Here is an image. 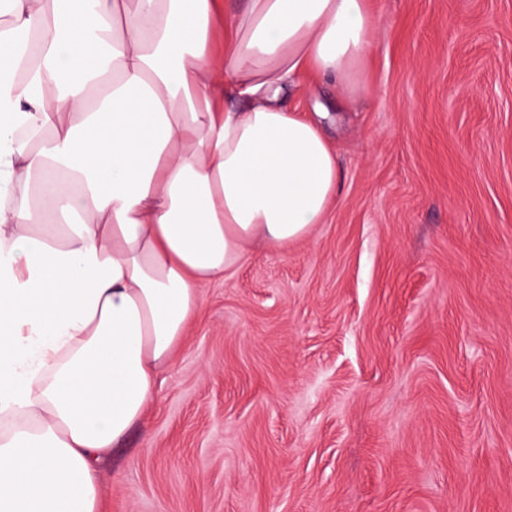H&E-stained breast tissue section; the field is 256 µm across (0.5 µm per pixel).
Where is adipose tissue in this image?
<instances>
[{"mask_svg": "<svg viewBox=\"0 0 512 512\" xmlns=\"http://www.w3.org/2000/svg\"><path fill=\"white\" fill-rule=\"evenodd\" d=\"M246 3L0 0V512H102L203 288L327 219L336 153L290 99L356 89L375 20Z\"/></svg>", "mask_w": 512, "mask_h": 512, "instance_id": "obj_1", "label": "adipose tissue"}]
</instances>
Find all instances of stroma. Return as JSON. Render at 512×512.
<instances>
[{"mask_svg": "<svg viewBox=\"0 0 512 512\" xmlns=\"http://www.w3.org/2000/svg\"><path fill=\"white\" fill-rule=\"evenodd\" d=\"M325 223L203 290L104 512H512V0H368Z\"/></svg>", "mask_w": 512, "mask_h": 512, "instance_id": "1", "label": "stroma"}]
</instances>
